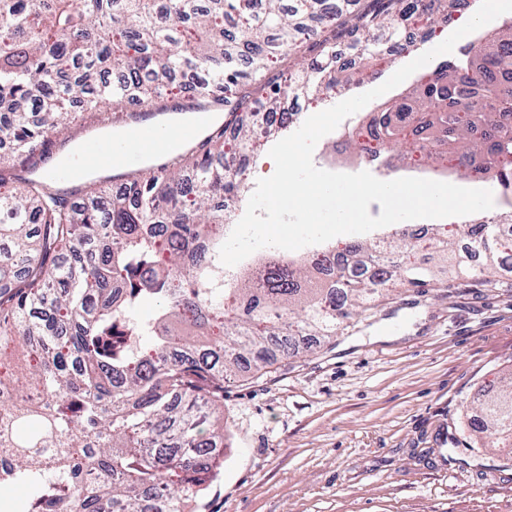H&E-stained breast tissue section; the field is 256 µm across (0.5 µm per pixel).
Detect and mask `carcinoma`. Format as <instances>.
Instances as JSON below:
<instances>
[{
	"instance_id": "cac0c4a2",
	"label": "carcinoma",
	"mask_w": 512,
	"mask_h": 512,
	"mask_svg": "<svg viewBox=\"0 0 512 512\" xmlns=\"http://www.w3.org/2000/svg\"><path fill=\"white\" fill-rule=\"evenodd\" d=\"M457 0H0V144L25 157L19 174L0 156V486H20L0 512H189L222 465L224 431L205 430L224 407V381L260 372L271 350L330 338L395 294H422L435 271L390 244L351 243L370 264L325 270L333 246L300 260L269 247L268 288L251 274L220 276L224 196L243 190L224 133L250 148L253 106L270 136L286 100L330 95L360 80L346 56L383 59L408 30L448 22ZM316 64L285 77L290 51ZM512 22L455 63L421 76L374 113L378 151L419 153L433 170L469 178L512 157ZM225 111L195 146L106 197L95 183L62 189L42 170L55 129L78 107L112 125L135 96L178 112V77ZM482 262L451 242L428 244L483 286L512 259L511 224H461ZM471 429L512 454V370L482 390Z\"/></svg>"
}]
</instances>
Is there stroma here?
Returning <instances> with one entry per match:
<instances>
[{
    "mask_svg": "<svg viewBox=\"0 0 512 512\" xmlns=\"http://www.w3.org/2000/svg\"><path fill=\"white\" fill-rule=\"evenodd\" d=\"M466 0L391 65L364 64L371 90L478 9ZM428 294H399L330 343L224 384L227 447L193 512H512V459L471 447L479 390L512 368V272L475 288L441 253ZM457 444L447 461L436 448Z\"/></svg>",
    "mask_w": 512,
    "mask_h": 512,
    "instance_id": "obj_1",
    "label": "stroma"
}]
</instances>
